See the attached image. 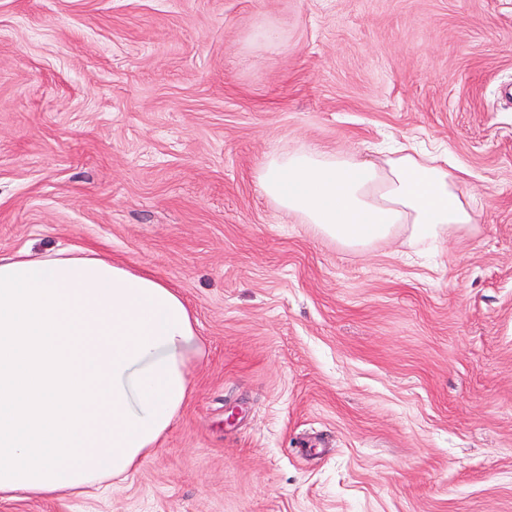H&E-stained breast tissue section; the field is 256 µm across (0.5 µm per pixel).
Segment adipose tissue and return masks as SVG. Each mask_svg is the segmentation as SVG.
<instances>
[{
    "mask_svg": "<svg viewBox=\"0 0 512 512\" xmlns=\"http://www.w3.org/2000/svg\"><path fill=\"white\" fill-rule=\"evenodd\" d=\"M467 171L398 147L375 160L273 152L264 196L361 254L472 231ZM196 319L163 279L90 247L0 256V501L86 496L159 447L193 391Z\"/></svg>",
    "mask_w": 512,
    "mask_h": 512,
    "instance_id": "1",
    "label": "adipose tissue"
}]
</instances>
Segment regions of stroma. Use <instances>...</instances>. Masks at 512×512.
<instances>
[{
	"label": "stroma",
	"mask_w": 512,
	"mask_h": 512,
	"mask_svg": "<svg viewBox=\"0 0 512 512\" xmlns=\"http://www.w3.org/2000/svg\"><path fill=\"white\" fill-rule=\"evenodd\" d=\"M508 87L512 0H0V255L133 262L204 348L124 481L0 512H512ZM388 138L470 172L479 230L436 260L258 186L270 152Z\"/></svg>",
	"instance_id": "35a3bbf8"
}]
</instances>
